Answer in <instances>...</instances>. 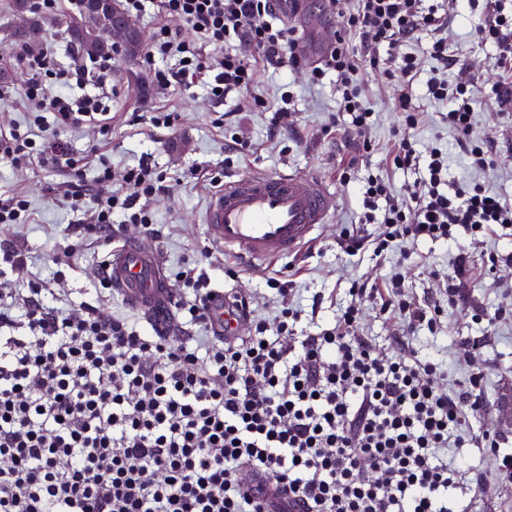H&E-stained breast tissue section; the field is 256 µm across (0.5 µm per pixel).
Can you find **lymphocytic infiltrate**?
<instances>
[{
	"label": "lymphocytic infiltrate",
	"mask_w": 512,
	"mask_h": 512,
	"mask_svg": "<svg viewBox=\"0 0 512 512\" xmlns=\"http://www.w3.org/2000/svg\"><path fill=\"white\" fill-rule=\"evenodd\" d=\"M327 2L343 26L307 67L295 28L276 21L270 0H121L130 15L156 11L143 64L162 90L211 71L209 93L221 99L247 92L261 66L306 68L314 86L332 72L342 110L364 133L374 122L365 74L379 69L400 120L386 159L415 179L397 186L368 175L358 222L337 235L336 247L382 265L396 244L446 242L457 255L441 299L416 298L397 270L379 284L356 280L333 321L304 335L296 329V281L273 277L272 317L257 314L252 290L231 291L232 321L251 327L238 336L216 323L218 291L205 268L193 267L180 273L185 293L167 334L100 304L111 290L104 255L89 265L96 302H69L64 269L72 257L122 242L128 224L159 237L146 202L168 187L147 154L135 167L105 164L90 178L70 151L38 145L34 131L88 127L105 135L111 119L101 95L74 93L88 78L82 65L59 64L47 47L25 51L18 60L32 75V110L26 127L0 128V159L20 167L36 158L63 172L77 220L49 288L30 276L25 255L0 241V512H461L452 489L480 477L448 451L469 443L512 475V453L497 434L467 428L486 406L481 374L470 375L465 391L444 388L440 362L418 357L408 342L415 330L442 327L473 250L512 233V200L450 184L447 152L421 151L413 136L425 107L441 105L472 166L496 162L492 141L474 136L473 90L448 80V16L477 0ZM485 11L476 34L496 45L498 68L512 75V10L492 0ZM421 31L431 41L422 53L407 51ZM426 57L435 65L419 98L413 84ZM364 224L375 225L373 236L362 234ZM370 311L398 326L388 351L361 332Z\"/></svg>",
	"instance_id": "lymphocytic-infiltrate-1"
}]
</instances>
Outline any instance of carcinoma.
I'll return each instance as SVG.
<instances>
[{
	"instance_id": "1",
	"label": "carcinoma",
	"mask_w": 512,
	"mask_h": 512,
	"mask_svg": "<svg viewBox=\"0 0 512 512\" xmlns=\"http://www.w3.org/2000/svg\"><path fill=\"white\" fill-rule=\"evenodd\" d=\"M16 10L26 14L24 23L15 30L16 38L26 44L42 41L44 18L29 0H15ZM119 15L115 0H82L78 12L67 17L65 23L76 46L86 55L97 58L112 55V21Z\"/></svg>"
}]
</instances>
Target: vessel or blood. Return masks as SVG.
I'll return each instance as SVG.
<instances>
[{"instance_id":"obj_1","label":"vessel or blood","mask_w":512,"mask_h":512,"mask_svg":"<svg viewBox=\"0 0 512 512\" xmlns=\"http://www.w3.org/2000/svg\"><path fill=\"white\" fill-rule=\"evenodd\" d=\"M336 28L307 15L298 52L316 62L334 40ZM336 209L329 186L294 174L231 175L209 200L204 217L210 243L250 260L280 259L311 240ZM109 278L125 301L156 326H165L172 296L164 285L158 254L129 244L114 251Z\"/></svg>"}]
</instances>
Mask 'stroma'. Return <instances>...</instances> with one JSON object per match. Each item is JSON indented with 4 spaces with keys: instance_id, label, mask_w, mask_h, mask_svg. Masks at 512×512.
I'll return each instance as SVG.
<instances>
[{
    "instance_id": "1",
    "label": "stroma",
    "mask_w": 512,
    "mask_h": 512,
    "mask_svg": "<svg viewBox=\"0 0 512 512\" xmlns=\"http://www.w3.org/2000/svg\"><path fill=\"white\" fill-rule=\"evenodd\" d=\"M481 23L477 11L466 10L449 18L448 46L457 66L449 70L448 78L456 80L459 69H466L475 87L473 129L476 135L494 137L496 165L473 169L456 143L455 130L441 119L439 108L424 112L414 136L421 150L439 146L447 151L451 182L476 183L512 199V103L502 102L496 94L500 74L495 49L475 35ZM29 78L24 69L0 66V89L7 92L0 100V127L25 124ZM114 81L118 91L108 100L111 135L103 137L83 128L52 132L48 138L51 143L80 153L90 172L102 158L119 171L137 165L143 154H152L158 172L170 187L168 193L148 203L162 231L152 246L162 263L165 286L173 294L183 291L182 282L175 277L177 271L208 263L214 268V287L254 289L257 310L262 314L271 313L274 307V292L266 284L271 277L293 275L303 289L300 303L305 308L315 292L341 295L355 279L385 278L386 269L375 267L368 255L348 256L336 249L337 233L354 222L359 210V182L340 180L338 165L357 154L363 137L352 129L333 131L332 122L338 115L335 84L312 89L305 71H258L250 96L272 102L281 83L293 85L298 121L293 128L276 130L270 124V112L248 110V96L232 93L215 100L198 82L158 91L137 58H125ZM365 88L375 110V122L368 135L373 148L361 155L363 166L398 185L410 181V174L391 170L384 161L399 124L392 105L395 92L375 71L367 74ZM156 110L173 113L171 128L151 126L149 116ZM235 133L248 141L250 148L245 153L230 152L227 138ZM217 170L242 175L293 173L320 177L336 195V211L330 223L296 254L248 265L235 262L225 257L223 249L209 243L203 224L210 195L216 188L210 175ZM63 180V174L40 163L18 168L0 159V194L22 193L31 203L29 223L7 229L5 238L25 253L29 271L43 278L53 270V255L66 245L67 226L75 219L62 195L55 191ZM492 252H512V243L489 240L485 251L477 252L472 259L480 277L461 282L457 303L449 308L443 328L434 333L425 329L416 332L410 337V345L419 356L441 361L446 383L465 382L469 369L481 371L487 408L471 416L470 422L474 429L499 434L505 450L512 451V425L503 422L504 416L512 413V316L490 329L477 318L478 313H491L512 303V272L491 268L488 255ZM453 263L454 251L448 245L428 239L418 241L403 267L406 288L419 297L438 295L440 277L451 270ZM227 265L236 271V279L222 274V267ZM454 456L485 478L475 495H461L460 504L466 512H512V478L498 473L492 457L475 448L456 449Z\"/></svg>"
}]
</instances>
